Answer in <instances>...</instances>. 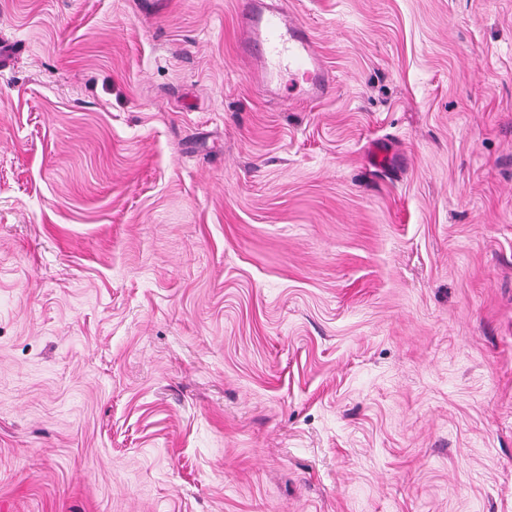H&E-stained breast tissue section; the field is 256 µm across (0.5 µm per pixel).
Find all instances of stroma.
<instances>
[{
	"mask_svg": "<svg viewBox=\"0 0 512 512\" xmlns=\"http://www.w3.org/2000/svg\"><path fill=\"white\" fill-rule=\"evenodd\" d=\"M285 2L0 0V512H512V0ZM240 51L251 58L259 83L268 91L284 72L301 76L302 95L310 101L327 98L334 79L305 24L280 0H238Z\"/></svg>",
	"mask_w": 512,
	"mask_h": 512,
	"instance_id": "obj_1",
	"label": "stroma"
}]
</instances>
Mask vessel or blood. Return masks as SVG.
<instances>
[{
    "label": "vessel or blood",
    "instance_id": "b4317fda",
    "mask_svg": "<svg viewBox=\"0 0 512 512\" xmlns=\"http://www.w3.org/2000/svg\"><path fill=\"white\" fill-rule=\"evenodd\" d=\"M238 25L240 51L262 86L272 88L288 72L301 76L308 100L332 93L334 79L315 39L284 0H238Z\"/></svg>",
    "mask_w": 512,
    "mask_h": 512
}]
</instances>
